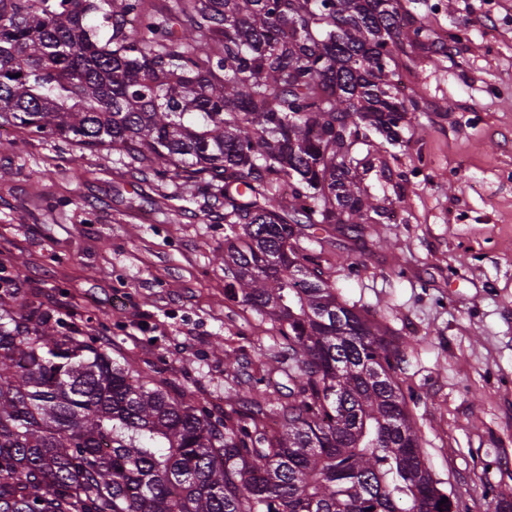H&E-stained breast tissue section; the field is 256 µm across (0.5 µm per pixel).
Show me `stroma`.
I'll list each match as a JSON object with an SVG mask.
<instances>
[{"label":"stroma","instance_id":"stroma-1","mask_svg":"<svg viewBox=\"0 0 512 512\" xmlns=\"http://www.w3.org/2000/svg\"><path fill=\"white\" fill-rule=\"evenodd\" d=\"M400 2L429 38L394 81L426 109L356 178L391 219L308 247L349 254L329 272L337 295L398 338L434 478L468 512H494L491 490L512 489V0ZM202 196L116 150L0 132V267L24 259L23 303L218 417L253 379L287 391L289 360L268 321L225 301L224 210Z\"/></svg>","mask_w":512,"mask_h":512}]
</instances>
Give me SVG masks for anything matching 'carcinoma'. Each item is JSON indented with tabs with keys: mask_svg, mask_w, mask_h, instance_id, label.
<instances>
[{
	"mask_svg": "<svg viewBox=\"0 0 512 512\" xmlns=\"http://www.w3.org/2000/svg\"><path fill=\"white\" fill-rule=\"evenodd\" d=\"M399 0H0V127L110 147L224 206V299L294 367L214 420L0 275V512H452L386 332L304 239L377 224L361 145L403 143ZM274 415L270 435L264 420Z\"/></svg>",
	"mask_w": 512,
	"mask_h": 512,
	"instance_id": "obj_1",
	"label": "carcinoma"
}]
</instances>
